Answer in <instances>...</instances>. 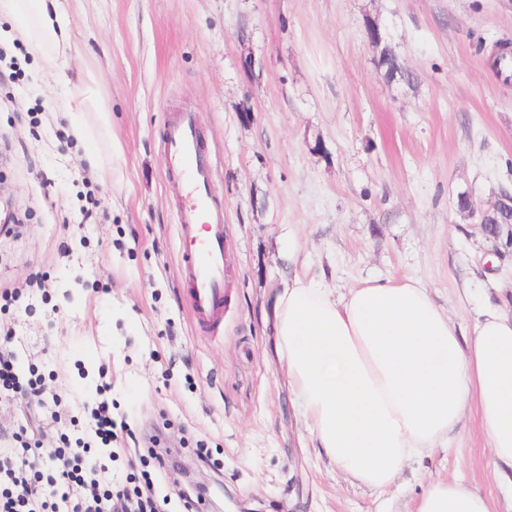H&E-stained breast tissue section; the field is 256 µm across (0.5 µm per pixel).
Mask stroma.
I'll return each mask as SVG.
<instances>
[{
  "mask_svg": "<svg viewBox=\"0 0 512 512\" xmlns=\"http://www.w3.org/2000/svg\"><path fill=\"white\" fill-rule=\"evenodd\" d=\"M80 70L59 76L0 17V330L20 384L0 432L75 442L112 404L100 455L114 485L181 512H413L428 482L493 480L479 418L409 463L386 493L347 483L308 443L274 351L270 302L295 273L334 288L411 274L463 330L512 293V250L479 222L512 190V0H57ZM378 27L408 79H387ZM91 75L109 135L76 140L62 103ZM192 112L224 212L226 301L191 321L178 241L180 179L163 130ZM121 157L101 180L87 151ZM470 196L474 212L460 210Z\"/></svg>",
  "mask_w": 512,
  "mask_h": 512,
  "instance_id": "1",
  "label": "stroma"
}]
</instances>
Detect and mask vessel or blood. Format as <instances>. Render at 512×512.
I'll return each instance as SVG.
<instances>
[{"label":"vessel or blood","instance_id":"obj_1","mask_svg":"<svg viewBox=\"0 0 512 512\" xmlns=\"http://www.w3.org/2000/svg\"><path fill=\"white\" fill-rule=\"evenodd\" d=\"M164 144L168 172L189 186L178 236L191 315L198 326L210 328L225 299L224 219L212 205V162L192 113H178L168 122Z\"/></svg>","mask_w":512,"mask_h":512}]
</instances>
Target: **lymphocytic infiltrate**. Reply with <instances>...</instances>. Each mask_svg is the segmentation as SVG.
Instances as JSON below:
<instances>
[{
  "label": "lymphocytic infiltrate",
  "instance_id": "obj_1",
  "mask_svg": "<svg viewBox=\"0 0 512 512\" xmlns=\"http://www.w3.org/2000/svg\"><path fill=\"white\" fill-rule=\"evenodd\" d=\"M66 448L43 453L39 446L0 448V512H156L151 499L113 490L107 466L73 464ZM90 483L83 503L71 504L72 485Z\"/></svg>",
  "mask_w": 512,
  "mask_h": 512
}]
</instances>
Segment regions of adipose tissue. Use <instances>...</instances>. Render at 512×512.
<instances>
[{
  "instance_id": "adipose-tissue-1",
  "label": "adipose tissue",
  "mask_w": 512,
  "mask_h": 512,
  "mask_svg": "<svg viewBox=\"0 0 512 512\" xmlns=\"http://www.w3.org/2000/svg\"><path fill=\"white\" fill-rule=\"evenodd\" d=\"M55 70L79 48L47 0H0ZM275 350L311 440L345 480L383 493L410 461L453 441L475 406L495 477L512 479V304L484 305L463 335L418 278L339 293L295 275L272 301ZM414 512H497L464 479L429 482Z\"/></svg>"
}]
</instances>
